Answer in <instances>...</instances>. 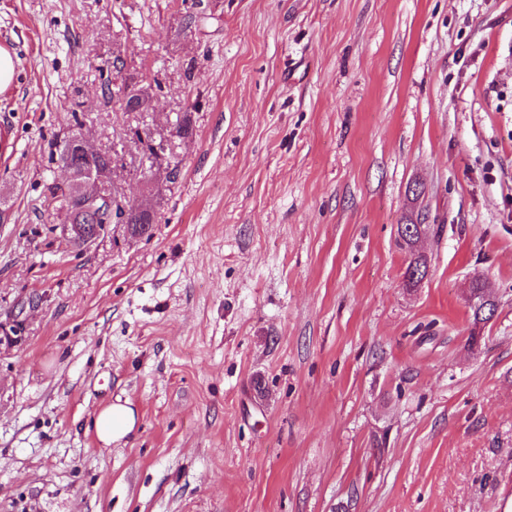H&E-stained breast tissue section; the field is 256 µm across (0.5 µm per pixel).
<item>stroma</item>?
Returning <instances> with one entry per match:
<instances>
[{"instance_id": "35a3bbf8", "label": "stroma", "mask_w": 512, "mask_h": 512, "mask_svg": "<svg viewBox=\"0 0 512 512\" xmlns=\"http://www.w3.org/2000/svg\"><path fill=\"white\" fill-rule=\"evenodd\" d=\"M0 46V512L512 499V0H0ZM75 132L150 235L69 242ZM79 135L72 134L68 136L62 144L60 150V162L68 160L66 153L70 154L71 162L79 169L93 171L96 175H106L112 171V156L107 153L95 152L91 155L80 153L77 145ZM470 294L475 295L477 297V301L481 302V306L477 310L474 309L473 307L470 308L472 311L474 325L486 323L490 319V317L487 316L494 315L495 304L488 298L485 291V283L481 278L476 277L472 280L470 286ZM479 312L481 313L482 316L480 318ZM135 410L129 402L112 403L103 408L94 420L98 439L104 444L120 441L130 434L136 426Z\"/></svg>"}]
</instances>
